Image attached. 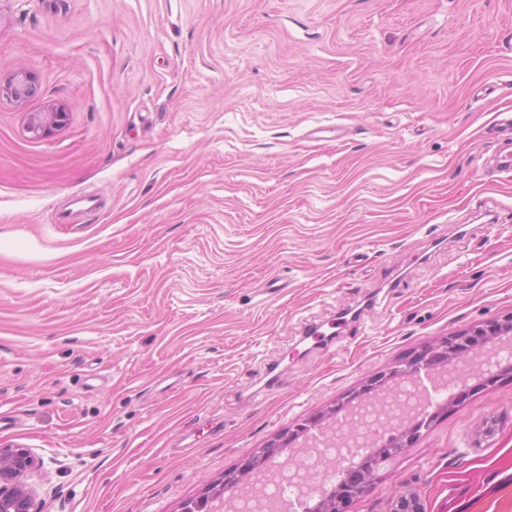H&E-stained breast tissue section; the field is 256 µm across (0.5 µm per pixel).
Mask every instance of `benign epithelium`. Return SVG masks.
Instances as JSON below:
<instances>
[{"mask_svg": "<svg viewBox=\"0 0 512 512\" xmlns=\"http://www.w3.org/2000/svg\"><path fill=\"white\" fill-rule=\"evenodd\" d=\"M38 95L37 78L30 72L17 70L6 80H0V98L5 97L20 106ZM66 120L67 113L57 108L30 112L25 129L36 139L46 138L60 130ZM472 361L488 382L499 374L512 375V313L460 331L378 376L369 388L349 401L343 419L336 418L338 410L334 409L327 415L297 424L247 457L237 470L225 474L224 481L211 488L204 497L210 503L224 500L226 493L232 495L245 487L254 489L258 477L266 472V460L281 455L299 436L308 434L320 422L326 423V431L343 445L349 434L356 430L352 420L361 411L399 406L400 416L393 426L389 442L383 443L379 437L365 438L361 443L358 463H353L350 455L324 463L325 468L336 476V484L332 488H326L323 482L317 490L310 482L300 484L301 490H311L312 505L308 512H348L351 502L369 487L375 468L408 447L421 430L429 426L433 414L422 403L415 378L423 372H437L444 378L448 389L445 402H455L464 397V392L459 389L454 372L459 370L460 364ZM302 463L299 452L291 451L278 464L276 473L293 479L296 477L293 470L302 467ZM42 464L43 461L29 448H0V512H38L34 490L26 478L39 470ZM390 512H425V507L418 494L399 492L392 498Z\"/></svg>", "mask_w": 512, "mask_h": 512, "instance_id": "7a95c632", "label": "benign epithelium"}]
</instances>
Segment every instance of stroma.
Wrapping results in <instances>:
<instances>
[{"label": "stroma", "mask_w": 512, "mask_h": 512, "mask_svg": "<svg viewBox=\"0 0 512 512\" xmlns=\"http://www.w3.org/2000/svg\"><path fill=\"white\" fill-rule=\"evenodd\" d=\"M16 69L40 93L0 101V448L43 460L40 512H182L512 312V173L482 171L512 0H0ZM79 192L102 209L58 222ZM423 386L430 427L349 512H512V377ZM25 129L32 138H46L60 130L66 123L67 112L62 109L50 108L39 112L27 113Z\"/></svg>", "instance_id": "obj_1"}]
</instances>
